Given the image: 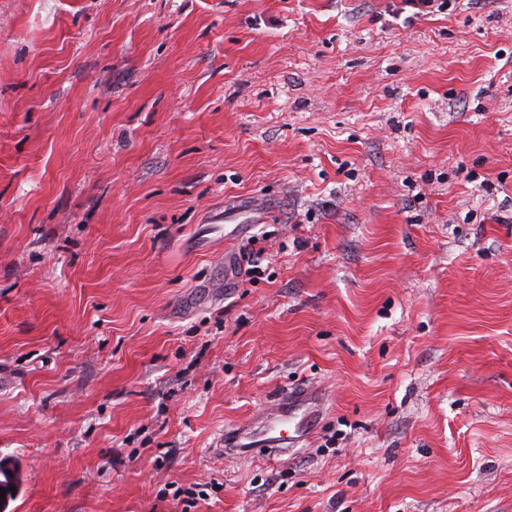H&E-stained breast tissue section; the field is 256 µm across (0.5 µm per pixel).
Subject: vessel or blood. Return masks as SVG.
<instances>
[{
	"mask_svg": "<svg viewBox=\"0 0 512 512\" xmlns=\"http://www.w3.org/2000/svg\"><path fill=\"white\" fill-rule=\"evenodd\" d=\"M249 231L246 224H205L188 239L187 246L191 251L206 253L217 240L232 243L245 238ZM327 402V393L318 387L302 384L285 389L261 417L225 429L217 453L224 457L246 454L263 461L277 460L306 441Z\"/></svg>",
	"mask_w": 512,
	"mask_h": 512,
	"instance_id": "b4317fda",
	"label": "vessel or blood"
}]
</instances>
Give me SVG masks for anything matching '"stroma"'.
Instances as JSON below:
<instances>
[{
  "mask_svg": "<svg viewBox=\"0 0 512 512\" xmlns=\"http://www.w3.org/2000/svg\"><path fill=\"white\" fill-rule=\"evenodd\" d=\"M299 383L303 446L214 453ZM0 460L6 512H512V0H0ZM250 230L251 227L247 224H204L186 241L187 247L192 252L207 253L217 240L224 238L225 242L230 243L240 241Z\"/></svg>",
  "mask_w": 512,
  "mask_h": 512,
  "instance_id": "35a3bbf8",
  "label": "stroma"
}]
</instances>
